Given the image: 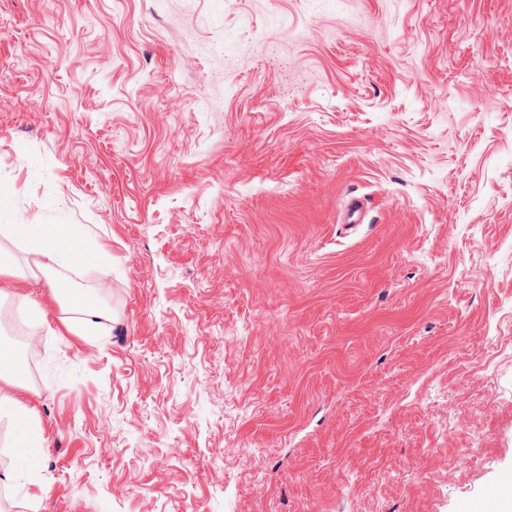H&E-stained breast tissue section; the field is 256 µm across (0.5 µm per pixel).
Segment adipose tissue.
I'll list each match as a JSON object with an SVG mask.
<instances>
[{"label": "adipose tissue", "instance_id": "1", "mask_svg": "<svg viewBox=\"0 0 512 512\" xmlns=\"http://www.w3.org/2000/svg\"><path fill=\"white\" fill-rule=\"evenodd\" d=\"M23 238L29 259L19 265L8 250L0 247V276L27 281L45 276L59 281L66 273L80 274L87 260L109 262L110 253L99 242L97 234L77 224H1L0 238ZM57 301L62 310H78L85 335H93L108 312L97 289L80 288L76 293L61 292ZM25 361L16 352L0 347V421L8 422L17 435L16 446L40 448L44 445L41 424L31 409L11 396V389L24 384Z\"/></svg>", "mask_w": 512, "mask_h": 512}]
</instances>
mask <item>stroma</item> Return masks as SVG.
I'll list each match as a JSON object with an SVG mask.
<instances>
[{"instance_id": "35a3bbf8", "label": "stroma", "mask_w": 512, "mask_h": 512, "mask_svg": "<svg viewBox=\"0 0 512 512\" xmlns=\"http://www.w3.org/2000/svg\"><path fill=\"white\" fill-rule=\"evenodd\" d=\"M0 222L91 227L113 315L21 286L45 443L0 422V512H487L512 475V0H0ZM67 290L60 292V289H56V297L61 309L63 311L77 309L85 335H93L101 325V321L108 318V312L97 288H69ZM70 294H76L78 300L73 302Z\"/></svg>"}]
</instances>
